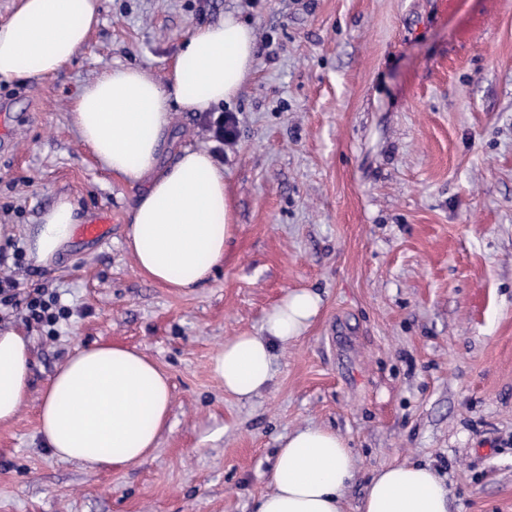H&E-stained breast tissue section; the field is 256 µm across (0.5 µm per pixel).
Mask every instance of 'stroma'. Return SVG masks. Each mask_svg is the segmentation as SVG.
Masks as SVG:
<instances>
[{
  "label": "stroma",
  "mask_w": 512,
  "mask_h": 512,
  "mask_svg": "<svg viewBox=\"0 0 512 512\" xmlns=\"http://www.w3.org/2000/svg\"><path fill=\"white\" fill-rule=\"evenodd\" d=\"M228 12L255 29V71L219 112L178 113L173 146L223 166L236 232L184 295L137 273V191L83 147L68 96L116 65L165 80L188 33ZM2 112L0 256L19 290L0 327L34 345L0 427V512H253L279 440L310 424L354 450L346 512L407 461L448 481L454 512H512V0H101L73 62L1 84ZM62 194L82 222L107 213L109 233L40 267L22 230ZM36 288L69 310L57 332L28 316ZM295 288L322 297L311 328L268 389L225 394L216 348ZM101 343L153 358L171 412L145 463L89 473L43 448L38 410L67 357Z\"/></svg>",
  "instance_id": "35a3bbf8"
}]
</instances>
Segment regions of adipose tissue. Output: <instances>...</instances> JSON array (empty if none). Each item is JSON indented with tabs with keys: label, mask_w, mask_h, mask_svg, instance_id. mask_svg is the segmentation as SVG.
<instances>
[{
	"label": "adipose tissue",
	"mask_w": 512,
	"mask_h": 512,
	"mask_svg": "<svg viewBox=\"0 0 512 512\" xmlns=\"http://www.w3.org/2000/svg\"><path fill=\"white\" fill-rule=\"evenodd\" d=\"M100 0H19L0 23V82L23 83L71 64L100 21ZM251 25L234 14L193 29L165 81L144 69L104 70L71 98L80 141L122 182L139 188L124 247L146 279L187 294L224 259L236 226L224 169L203 148L162 155L177 112H208L236 99L256 62ZM77 207L65 195L25 231L29 258L51 267L70 246ZM321 306L306 289L287 292L265 314L260 333L225 340L212 369L227 394L249 400L272 382L274 350L299 340ZM31 337L0 329V426L10 424L31 375ZM171 409L169 378L143 351L116 344L76 350L48 381L39 432L53 455L85 470L122 469L154 453ZM357 475L353 448L320 426L282 439L272 489L254 512H345ZM444 480L427 464L403 462L371 476L359 512H451Z\"/></svg>",
	"instance_id": "obj_1"
}]
</instances>
